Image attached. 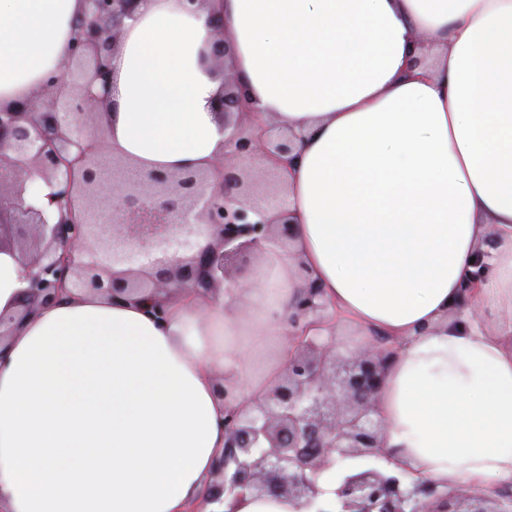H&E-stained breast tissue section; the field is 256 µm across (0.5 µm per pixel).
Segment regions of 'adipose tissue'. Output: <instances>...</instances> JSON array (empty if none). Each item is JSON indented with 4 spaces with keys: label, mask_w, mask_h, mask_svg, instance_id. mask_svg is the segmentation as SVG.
<instances>
[{
    "label": "adipose tissue",
    "mask_w": 512,
    "mask_h": 512,
    "mask_svg": "<svg viewBox=\"0 0 512 512\" xmlns=\"http://www.w3.org/2000/svg\"><path fill=\"white\" fill-rule=\"evenodd\" d=\"M82 0H0V108L69 50ZM224 20L253 127L303 133L294 238L248 287L36 308L0 343V512H188L226 415L288 368L308 284L393 355L377 400L390 467L440 488L512 485V0H139L112 57L107 148L140 167L224 149L203 64ZM430 58L426 77L410 59ZM485 252L472 304L461 288Z\"/></svg>",
    "instance_id": "1"
}]
</instances>
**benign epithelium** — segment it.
<instances>
[{
	"mask_svg": "<svg viewBox=\"0 0 512 512\" xmlns=\"http://www.w3.org/2000/svg\"><path fill=\"white\" fill-rule=\"evenodd\" d=\"M59 74L33 96L0 112V252L33 270L22 292L23 311L0 313V342L11 323L62 295L94 291L113 302L151 289L218 288L230 264L265 243L292 239L289 200L274 160L298 159L297 135L242 125L245 99L224 82L214 103L224 116V154L210 167L129 171L133 163L104 150L99 118L112 82L111 54L137 0H84ZM202 53L225 66L230 49L223 21ZM112 170V186L102 181ZM52 188L45 210L26 203V177ZM276 213L277 222L266 218ZM217 235L220 247L199 251L198 238ZM488 273L479 255L464 288ZM332 316L320 288L309 284L292 314L296 353L283 379L245 412L225 418L228 438L208 482L203 505L225 512L226 499L285 498L299 512H512V491L494 495L464 486L444 492L385 466L376 397L391 347L340 350L333 336L315 333ZM338 481L336 498H322L319 480Z\"/></svg>",
	"mask_w": 512,
	"mask_h": 512,
	"instance_id": "obj_1",
	"label": "benign epithelium"
}]
</instances>
